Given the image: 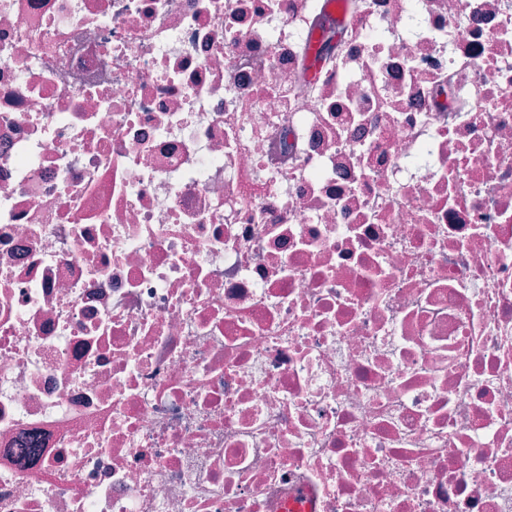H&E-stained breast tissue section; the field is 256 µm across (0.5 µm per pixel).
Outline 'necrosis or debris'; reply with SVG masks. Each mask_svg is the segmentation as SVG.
<instances>
[{"label":"necrosis or debris","instance_id":"necrosis-or-debris-1","mask_svg":"<svg viewBox=\"0 0 512 512\" xmlns=\"http://www.w3.org/2000/svg\"><path fill=\"white\" fill-rule=\"evenodd\" d=\"M0 512H512V0H0Z\"/></svg>","mask_w":512,"mask_h":512}]
</instances>
